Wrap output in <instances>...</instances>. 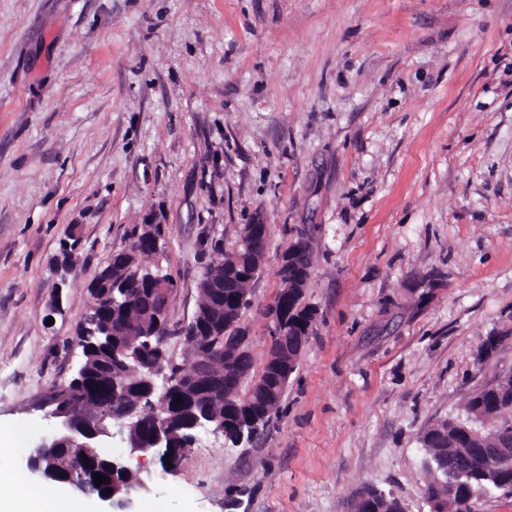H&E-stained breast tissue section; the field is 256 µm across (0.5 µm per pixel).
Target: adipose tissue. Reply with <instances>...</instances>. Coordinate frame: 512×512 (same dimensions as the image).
I'll list each match as a JSON object with an SVG mask.
<instances>
[{"mask_svg": "<svg viewBox=\"0 0 512 512\" xmlns=\"http://www.w3.org/2000/svg\"><path fill=\"white\" fill-rule=\"evenodd\" d=\"M8 485L9 494H0V512H85L80 502L48 492L22 470H0V485Z\"/></svg>", "mask_w": 512, "mask_h": 512, "instance_id": "obj_1", "label": "adipose tissue"}]
</instances>
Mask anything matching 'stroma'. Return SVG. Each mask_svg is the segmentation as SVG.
I'll return each instance as SVG.
<instances>
[{
  "label": "stroma",
  "instance_id": "1",
  "mask_svg": "<svg viewBox=\"0 0 512 512\" xmlns=\"http://www.w3.org/2000/svg\"><path fill=\"white\" fill-rule=\"evenodd\" d=\"M139 224L176 364L243 225L269 227L255 365L300 237L315 315L260 437L199 430L170 473L113 438L152 476L134 512H351L367 485L429 512L422 432L512 374V0H0V468L52 431L87 286ZM157 270H159V272L157 271L156 275L150 274V280L148 283V287L150 288L148 289L152 294L156 295L161 300L163 305L160 314H163L166 310L167 302L169 300L170 295V290L169 288H167L166 282L171 287V292L176 287V284L174 283L173 279L170 277L168 273H162V269L159 267H157ZM161 273L162 277L165 280L161 277Z\"/></svg>",
  "mask_w": 512,
  "mask_h": 512
}]
</instances>
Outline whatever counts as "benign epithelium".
<instances>
[{
  "label": "benign epithelium",
  "instance_id": "obj_1",
  "mask_svg": "<svg viewBox=\"0 0 512 512\" xmlns=\"http://www.w3.org/2000/svg\"><path fill=\"white\" fill-rule=\"evenodd\" d=\"M268 225L253 224L247 240L249 252L252 253L256 265L264 259L262 243L266 241ZM302 277L288 272L283 273L281 286L274 303L266 316L271 327L282 335L293 337V346L303 348L305 334L302 330L288 325V316L306 307L304 288L301 287ZM150 292L167 304L170 290L161 274L150 275L148 283ZM221 325L217 318L195 314L191 323L185 326L184 335L200 338L223 340L219 334ZM78 333L83 339L93 341L100 334L112 335V323L101 324L98 316L88 314L81 323ZM270 357L265 367L284 382L290 377L288 360V343L283 342L269 346ZM126 351L121 349L112 354V364L101 372L106 394L93 396L97 402L93 411L75 412L69 405L72 378L56 382L49 393L52 406L50 417L54 419L53 432L41 440L35 447V453L49 458L50 463L61 465L62 470L70 474V482L75 490L83 495L95 493L83 478L77 476L79 468L74 466L77 461H104L112 467V508L115 512H132L131 506L136 493L146 486L145 478L118 479V472L130 474L133 469L128 461L116 456L112 450L113 422L121 421L127 429L126 442L130 454L140 458H149L162 464L163 469L177 466L182 455L193 446L196 432L202 428L212 427L218 432H225L224 417L213 416L207 409V402L219 397L224 390V370L212 368L215 361H224V346L212 344L207 352H200L194 359L196 372L187 381L165 380L160 401L130 404L126 400L127 377L123 371L126 364ZM164 365L149 362L142 366L143 381L150 389H155V382L162 377ZM169 463H164V458ZM485 469L512 470V454L504 448L483 449Z\"/></svg>",
  "mask_w": 512,
  "mask_h": 512
}]
</instances>
